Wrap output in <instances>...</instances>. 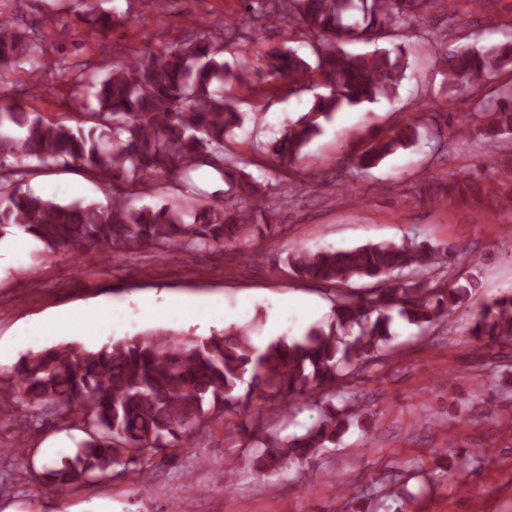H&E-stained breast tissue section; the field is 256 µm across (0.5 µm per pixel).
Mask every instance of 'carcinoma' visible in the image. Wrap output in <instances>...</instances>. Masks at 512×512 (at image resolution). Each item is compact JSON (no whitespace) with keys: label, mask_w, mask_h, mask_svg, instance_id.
I'll use <instances>...</instances> for the list:
<instances>
[{"label":"carcinoma","mask_w":512,"mask_h":512,"mask_svg":"<svg viewBox=\"0 0 512 512\" xmlns=\"http://www.w3.org/2000/svg\"><path fill=\"white\" fill-rule=\"evenodd\" d=\"M84 15L107 26L112 16L98 12L97 0H80ZM247 24H232L212 35L191 32L162 53L140 54L112 65L102 76L83 63L54 62L38 29L18 33L0 18V66L27 64L33 71L68 73L88 85L96 101L89 112H75L70 124L28 112L0 96V237L15 227L47 248L80 255L97 249L106 256L160 255L224 247L271 228L274 211L260 182L246 172V160L227 143L243 124L225 90L252 76L284 82L288 93L325 88L269 148L278 164L299 161L303 150L344 106L373 103L393 94L407 69L405 50L351 53L339 46L354 40L404 36L426 10L446 9L439 0H245ZM278 15L307 38L315 63L282 45L236 67L224 61V48L259 40L265 16ZM443 87L476 92L495 71L512 65V31L490 47L456 44L439 54ZM420 113L382 132L353 136L351 159L369 170L400 149L414 145L426 128ZM490 114L482 134L494 140L512 136V84L499 87L494 103H480ZM75 166L117 190L107 203L56 202L24 181L35 171ZM207 167L224 180V197L207 194L195 174ZM166 189L172 199L159 207L137 206L143 195ZM448 196L484 194L512 205V175L495 185L470 178H448ZM440 249L407 239L349 249H297L287 264L294 276L331 286L367 281L363 294L335 291L330 319L300 339L280 338L258 348L249 330L229 326L199 341L131 336L87 350L70 342L22 358L7 401L25 411L12 419L20 432L52 416L62 424L80 422L86 438L72 455L44 476L62 485L105 478L116 467L131 478L139 465L155 464L197 445L215 423L237 417L239 446L254 450V461L269 474L311 463L338 441L361 408L358 397L333 403L352 378L382 357L391 341L393 314L425 329L456 312L470 288L448 277ZM477 340L512 341V294L480 306L470 324ZM298 399L320 408L318 419L300 434L267 432L264 410L289 413Z\"/></svg>","instance_id":"1"}]
</instances>
